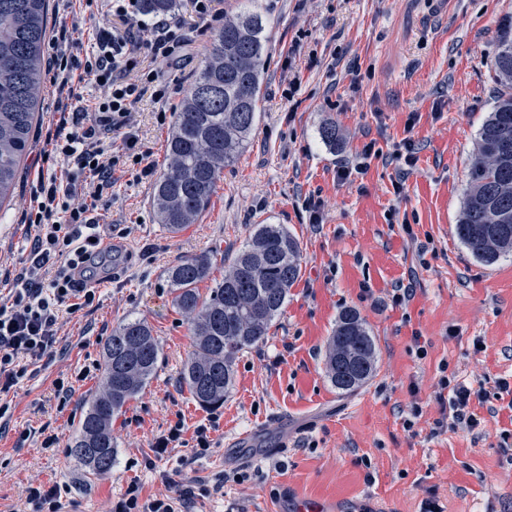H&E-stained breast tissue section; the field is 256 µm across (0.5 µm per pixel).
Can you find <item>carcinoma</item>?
Segmentation results:
<instances>
[{"label":"carcinoma","instance_id":"obj_1","mask_svg":"<svg viewBox=\"0 0 512 512\" xmlns=\"http://www.w3.org/2000/svg\"><path fill=\"white\" fill-rule=\"evenodd\" d=\"M48 0H0V204L13 196L38 112L43 109ZM270 36L248 10L224 15L205 65L175 112L167 166L155 185L159 223L178 233L208 208L224 169L255 129L263 97ZM500 92L479 132L463 205L455 225L460 243L491 266L512 256V38L497 45ZM301 250L283 224H256L250 241L206 297L198 284L212 268L208 254L181 258L168 269L174 302L186 317L194 351L182 384L200 405L224 403L237 355L265 340L300 275ZM159 344L141 319L112 329L104 346L102 386L88 404L71 454L94 475L111 472L112 418L155 373ZM326 375L352 393L376 370V345L359 313L342 311L331 336Z\"/></svg>","mask_w":512,"mask_h":512}]
</instances>
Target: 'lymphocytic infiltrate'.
Masks as SVG:
<instances>
[{
	"label": "lymphocytic infiltrate",
	"mask_w": 512,
	"mask_h": 512,
	"mask_svg": "<svg viewBox=\"0 0 512 512\" xmlns=\"http://www.w3.org/2000/svg\"><path fill=\"white\" fill-rule=\"evenodd\" d=\"M213 2L192 0L196 24L189 27L175 17H147L142 0H112L116 22L97 29L96 49L86 56L78 38L81 18L71 0H55L48 75L57 120L43 156L62 158L65 168L58 175H38L22 215V223L34 230L28 266L15 273L0 271V277L12 281L7 296H0V386L14 385L26 375L27 361L52 352L61 313L93 304L94 273L111 253L97 222L99 199L111 188L116 170L136 180L153 176L149 155L135 133V106L147 97L157 103L169 99V87L158 71H139L140 57L147 54L162 62L187 58L195 35L218 18ZM87 85L96 91L90 104L83 95ZM492 395L512 396V381L498 378L489 391L460 381L440 365L436 398L442 415L436 430L479 428L482 420L472 405ZM195 496L194 486L187 485L178 498L146 499L133 481L112 512H175L174 501L186 504Z\"/></svg>",
	"instance_id": "obj_1"
}]
</instances>
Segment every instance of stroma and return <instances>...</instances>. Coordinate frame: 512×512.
Wrapping results in <instances>:
<instances>
[{"label":"stroma","instance_id":"obj_1","mask_svg":"<svg viewBox=\"0 0 512 512\" xmlns=\"http://www.w3.org/2000/svg\"><path fill=\"white\" fill-rule=\"evenodd\" d=\"M214 7L258 12L271 29L258 129L225 169L208 209L180 233L157 220L154 180L122 175L104 195L99 221L114 252L110 278L101 279L91 307L64 315L54 352L0 390L7 409L0 512H29L31 484L63 487L64 512H111L130 481L143 496H171L177 486H210L242 468L247 481H227L185 512H282L298 495L333 502L335 512L384 505L423 512L429 502L443 512H512V465L499 448L501 431L512 432L506 401L477 407L479 429H434L440 362L489 390L495 378L512 376V258L483 266L454 233L477 133L499 90L494 54L512 31V0H214ZM211 40L197 37L188 60L160 66L170 106L179 107ZM159 110L139 104L135 127L158 169L170 131ZM327 123L338 132L332 146L320 136ZM52 130L41 116L14 198L0 205V259L11 265L28 262L19 217ZM406 138L416 162L403 173L384 155ZM371 141L383 155L362 159ZM341 167L347 178H338ZM310 198L320 203L315 224L304 206ZM257 224L286 225L298 238L301 274L264 342L238 355L223 405L207 408L180 384L193 343L166 270L181 256L211 253V275L199 285L208 295L224 276L225 255L243 247ZM400 284L414 296L395 307L391 293ZM347 308L376 342V371L350 395L332 387L324 364ZM129 319L152 327L162 354L145 390L112 422L111 472L95 476L72 457V441L99 388L103 346ZM420 345L426 357L417 356ZM85 368L91 376L78 380ZM61 380L72 382L70 392H58ZM415 404L422 415L409 431L404 421ZM179 419L181 442L154 457ZM201 425L211 444L198 455ZM50 435L57 447L42 448Z\"/></svg>","mask_w":512,"mask_h":512}]
</instances>
